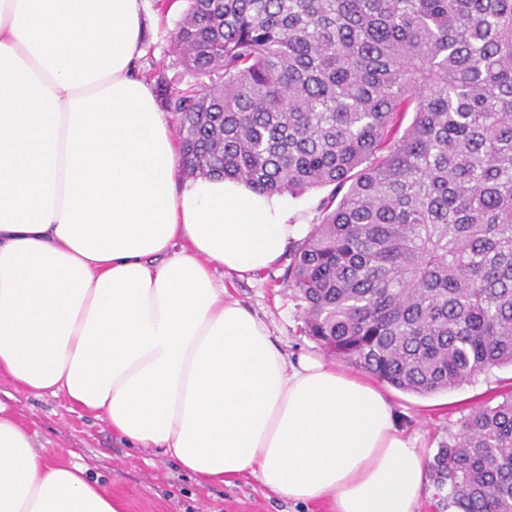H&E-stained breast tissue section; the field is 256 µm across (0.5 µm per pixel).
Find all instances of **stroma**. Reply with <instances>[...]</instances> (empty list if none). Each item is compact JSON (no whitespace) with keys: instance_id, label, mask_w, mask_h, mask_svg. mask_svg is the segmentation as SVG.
Wrapping results in <instances>:
<instances>
[{"instance_id":"stroma-1","label":"stroma","mask_w":512,"mask_h":512,"mask_svg":"<svg viewBox=\"0 0 512 512\" xmlns=\"http://www.w3.org/2000/svg\"><path fill=\"white\" fill-rule=\"evenodd\" d=\"M186 0H146L141 73L152 83L184 89L196 82L176 51L172 35L186 12ZM287 260L260 275L224 276L229 295L260 318L289 359L325 358V351L301 331L302 310L285 279ZM407 435L418 436L429 453L452 442L477 406L512 391V367L491 369L462 386L420 396L385 386ZM0 406L16 416L37 446L55 462H79L93 478L124 499L126 512H306L276 499L248 474L235 485L199 484L171 457L132 449L108 422L71 408L65 396L36 395L0 379Z\"/></svg>"}]
</instances>
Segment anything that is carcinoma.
Returning a JSON list of instances; mask_svg holds the SVG:
<instances>
[{
  "instance_id": "carcinoma-1",
  "label": "carcinoma",
  "mask_w": 512,
  "mask_h": 512,
  "mask_svg": "<svg viewBox=\"0 0 512 512\" xmlns=\"http://www.w3.org/2000/svg\"><path fill=\"white\" fill-rule=\"evenodd\" d=\"M173 40L208 79L165 94L186 176L331 187L286 270L306 335L421 395L512 366V0H188ZM430 473L512 512V391Z\"/></svg>"
}]
</instances>
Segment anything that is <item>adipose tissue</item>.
Returning a JSON list of instances; mask_svg holds the SVG:
<instances>
[{
	"label": "adipose tissue",
	"mask_w": 512,
	"mask_h": 512,
	"mask_svg": "<svg viewBox=\"0 0 512 512\" xmlns=\"http://www.w3.org/2000/svg\"><path fill=\"white\" fill-rule=\"evenodd\" d=\"M143 0H0V377L64 394L203 484L255 475L330 512H417L430 458L368 378L225 296L304 231L277 194L178 182L140 75ZM0 512H125L0 411Z\"/></svg>",
	"instance_id": "ef3b65f1"
}]
</instances>
